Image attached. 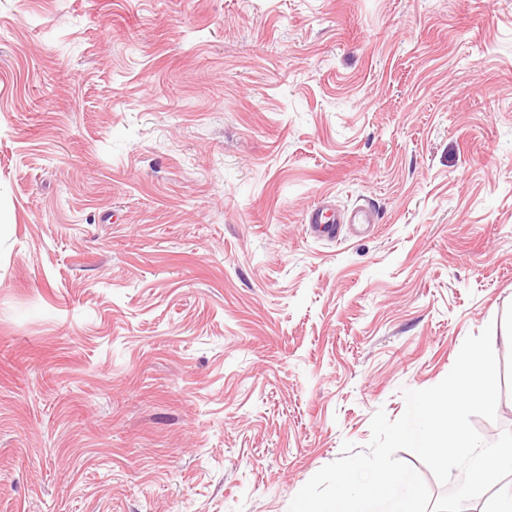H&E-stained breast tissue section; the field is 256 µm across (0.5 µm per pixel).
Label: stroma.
Returning <instances> with one entry per match:
<instances>
[{
	"mask_svg": "<svg viewBox=\"0 0 512 512\" xmlns=\"http://www.w3.org/2000/svg\"><path fill=\"white\" fill-rule=\"evenodd\" d=\"M0 214V512H288L489 325L512 429V0H0ZM376 218L372 210L357 207L347 212L333 211L326 206H318L310 210L305 218L306 231L310 235L325 239H338L344 224L349 231L361 232L375 224ZM367 225V227H365Z\"/></svg>",
	"mask_w": 512,
	"mask_h": 512,
	"instance_id": "1",
	"label": "stroma"
}]
</instances>
